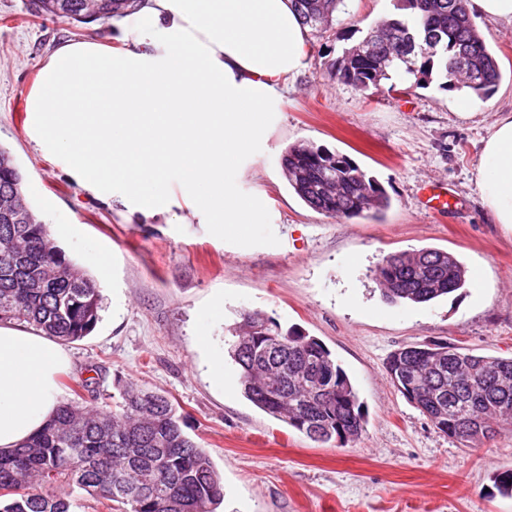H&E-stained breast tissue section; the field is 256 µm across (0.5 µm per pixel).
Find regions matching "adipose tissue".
<instances>
[{
    "instance_id": "1",
    "label": "adipose tissue",
    "mask_w": 512,
    "mask_h": 512,
    "mask_svg": "<svg viewBox=\"0 0 512 512\" xmlns=\"http://www.w3.org/2000/svg\"><path fill=\"white\" fill-rule=\"evenodd\" d=\"M131 48L74 41L42 66L27 111L37 143L51 148L86 190H123L124 206L164 211L159 186L181 167L204 194L195 201L213 223L249 234L257 199L224 182L260 136L270 111L306 67L307 30L291 0H144ZM484 206L512 229V113L494 122L479 169ZM70 365L59 343L0 322V452L39 433L59 404Z\"/></svg>"
}]
</instances>
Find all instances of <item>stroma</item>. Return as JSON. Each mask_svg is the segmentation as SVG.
<instances>
[{
    "instance_id": "1",
    "label": "stroma",
    "mask_w": 512,
    "mask_h": 512,
    "mask_svg": "<svg viewBox=\"0 0 512 512\" xmlns=\"http://www.w3.org/2000/svg\"><path fill=\"white\" fill-rule=\"evenodd\" d=\"M28 4L0 0V148L66 257L82 267L94 254L109 257L106 274L90 269L103 310L91 334L66 345L61 400L108 410L128 383L165 394L223 479L218 512H512V494L494 483L512 470V428L461 447L386 375L389 356L406 345L512 355V230L494 223L478 185L482 143L499 113H512V24L472 17L502 73L485 101L435 83L403 92L385 82L364 97L336 81L333 64L352 30L394 5L348 0L332 29L310 33L293 91L263 114L261 137L226 172L229 191L263 210L241 238L195 212L196 188L180 170L169 175V211L145 218L111 189L83 190L61 158L36 147L25 102L48 57L70 41L132 45L137 16L120 29L34 17ZM299 142L340 152L373 176L391 201L383 217L338 220L307 207L281 166ZM428 181L447 184L454 206L425 209ZM429 247L455 255L477 287L429 304L385 301L374 276L382 258ZM255 309L336 357L366 419L359 440L314 443L254 406L238 380L210 381L195 336L225 349L230 326ZM88 377L93 393L76 394L74 380Z\"/></svg>"
}]
</instances>
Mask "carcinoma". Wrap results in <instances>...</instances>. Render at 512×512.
Returning a JSON list of instances; mask_svg holds the SVG:
<instances>
[{"instance_id": "carcinoma-1", "label": "carcinoma", "mask_w": 512, "mask_h": 512, "mask_svg": "<svg viewBox=\"0 0 512 512\" xmlns=\"http://www.w3.org/2000/svg\"><path fill=\"white\" fill-rule=\"evenodd\" d=\"M302 23L332 27L345 0H292ZM140 0H29L31 15L85 24L138 9ZM469 0H396L399 13L369 25L336 59V79L362 95L398 78L485 99L501 79L499 63L474 27ZM465 58V67L456 64ZM289 187L308 207L333 218L378 219L390 206L384 187L348 156L310 143L292 145L282 158ZM23 177L0 148V207L24 201L13 223H0V321L31 325L73 342L100 320L95 281L71 262L35 215ZM391 303H429L465 286L464 265L452 254L421 248L385 256L375 270ZM229 354L245 397L315 442L347 430L364 431L358 393L331 351L298 331H283L259 311L241 315ZM432 362L424 346L395 350L386 363L390 382L449 437L472 447L512 426V358L463 353ZM75 485L118 512H216L223 484L207 451L189 438L164 395L127 384L112 411L59 404L30 441L0 454V512H70L55 488Z\"/></svg>"}]
</instances>
